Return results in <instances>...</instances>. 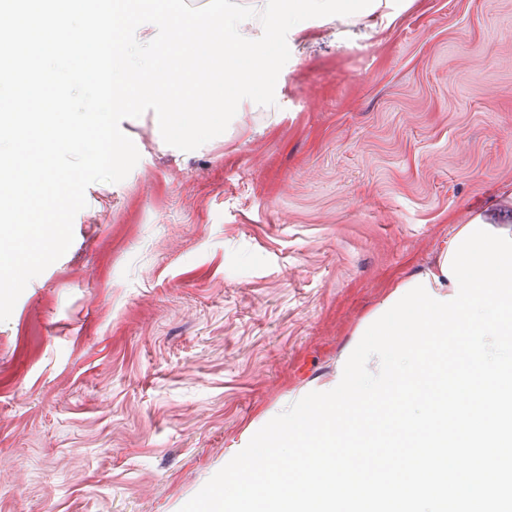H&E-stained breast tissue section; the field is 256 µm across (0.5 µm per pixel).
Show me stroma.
Returning a JSON list of instances; mask_svg holds the SVG:
<instances>
[{
  "label": "stroma",
  "instance_id": "35a3bbf8",
  "mask_svg": "<svg viewBox=\"0 0 512 512\" xmlns=\"http://www.w3.org/2000/svg\"><path fill=\"white\" fill-rule=\"evenodd\" d=\"M276 122L88 189L0 322V512H179L454 225L512 223V0L288 36Z\"/></svg>",
  "mask_w": 512,
  "mask_h": 512
}]
</instances>
